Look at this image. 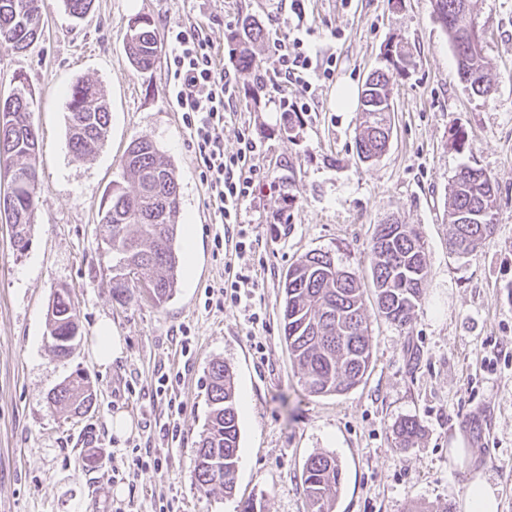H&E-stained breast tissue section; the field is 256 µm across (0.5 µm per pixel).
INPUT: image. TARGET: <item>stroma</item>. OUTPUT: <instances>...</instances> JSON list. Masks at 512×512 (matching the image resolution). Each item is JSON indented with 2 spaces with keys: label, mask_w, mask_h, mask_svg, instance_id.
<instances>
[{
  "label": "stroma",
  "mask_w": 512,
  "mask_h": 512,
  "mask_svg": "<svg viewBox=\"0 0 512 512\" xmlns=\"http://www.w3.org/2000/svg\"><path fill=\"white\" fill-rule=\"evenodd\" d=\"M46 32L18 52L0 43V89L13 74L27 78L39 133L41 186L29 246L17 252L0 232V512H240L254 500L262 512H310L301 483L307 459L335 454L343 484L334 512H463L468 483L482 472L498 487L500 512H512V0H473L491 90L473 94L460 80L448 35L431 0H93L83 21L63 0H44ZM261 21L258 66L244 70L227 39L245 17ZM146 17L157 31L190 22L206 27L237 87L224 125V149L241 133L265 144L255 160L261 185L241 221L249 248L214 253L220 226L208 205L195 154L177 111L167 63L136 71L126 54L132 20ZM400 35L414 64L393 87L392 134L377 161L359 160L355 137L359 94L382 65L386 39ZM301 38L320 59H333L332 77H315L304 96L309 111L289 126L271 90L253 111L245 96L259 74L272 71L274 36ZM89 78L112 112L108 139L89 158L67 144L65 94ZM465 144L448 146L451 129ZM152 139L176 167L182 220L195 229L191 262L179 287L155 305L145 289L120 304L112 297V255L98 245L99 213L120 159L135 138ZM466 164L484 169L498 189L496 226L472 254L448 246V185ZM292 207H285L286 197ZM410 224L425 246L428 275L412 319L400 327L367 301L373 336L363 381L340 395L303 391L283 339L281 280L308 253H328L370 282V246L378 225ZM257 283L245 305L206 306V287L240 268ZM68 289L80 311L81 340L56 358L47 339V309ZM111 323L124 352L97 363L91 345L100 323ZM193 345L180 353L182 336ZM235 375L239 469L233 497L201 491L193 450L209 411L212 360ZM89 377L98 405L73 418L47 402L48 392L75 371ZM177 375L171 397L182 404L169 419L168 398L157 396L159 372ZM125 413L127 437L110 420ZM416 419L421 431L396 450L398 423ZM175 421L177 441L159 433ZM466 448L464 465L449 448ZM155 467L137 466L145 452Z\"/></svg>",
  "instance_id": "obj_1"
}]
</instances>
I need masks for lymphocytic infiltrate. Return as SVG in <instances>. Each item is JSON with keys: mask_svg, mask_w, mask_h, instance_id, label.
Instances as JSON below:
<instances>
[{"mask_svg": "<svg viewBox=\"0 0 512 512\" xmlns=\"http://www.w3.org/2000/svg\"><path fill=\"white\" fill-rule=\"evenodd\" d=\"M172 98L182 114L190 141L203 163L201 178L209 203L224 226L213 239L223 250L229 237H236L237 254H245L247 232L240 226L242 206L256 195L259 182L244 173L263 151L261 141L242 134L235 152L224 150V113L236 97L234 86L216 62L212 43L203 25L194 23L165 31ZM277 67L272 89L292 83L310 91L315 72L309 51L300 39H275Z\"/></svg>", "mask_w": 512, "mask_h": 512, "instance_id": "1", "label": "lymphocytic infiltrate"}]
</instances>
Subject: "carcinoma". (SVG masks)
Returning <instances> with one entry per match:
<instances>
[{"label": "carcinoma", "instance_id": "carcinoma-1", "mask_svg": "<svg viewBox=\"0 0 512 512\" xmlns=\"http://www.w3.org/2000/svg\"><path fill=\"white\" fill-rule=\"evenodd\" d=\"M472 0H431L448 39L459 50L458 74L476 94L490 91L482 49L471 47L470 33L476 27ZM41 0H0V42L25 52L43 32ZM263 27L246 19L230 35L232 51L246 69L256 66L255 47ZM159 53L158 38L150 19L138 17L130 24L127 55L133 67L147 71ZM406 74L402 67L378 69L361 93V132L357 151L380 155L386 145V130L374 114L389 109L391 86ZM68 143L78 156L90 157L103 147L110 125L109 104L100 89L88 81L74 83L66 99ZM23 116L0 125V161L6 168L37 169L39 136L34 123L30 93L22 89L0 106V113ZM121 166L132 183L128 191L115 181L108 203L99 214L101 244L112 253V298L126 303L134 298L129 275L148 272L143 284L152 300L162 305L179 287L183 258L181 198L176 168L157 144L146 137L132 140ZM38 201V184L17 195L16 208L0 224H21L30 239ZM497 189L480 167L466 166L448 188V224L452 226L449 247L465 257L476 251L492 234L493 225L476 222L484 211L496 212ZM427 275L424 243L408 224H381L371 246V278L379 316L399 326L407 325L421 301ZM282 329L302 386L311 395L347 392L366 375L373 342L365 316L362 284L356 274L336 265L327 253H308L293 263L282 280ZM79 313L65 289L55 292L47 310L50 346L56 356L68 357L78 335ZM50 404L85 417L96 408L97 394L88 377L75 372L52 389ZM209 412L194 450V479L204 490L215 486L230 496L239 466V406L234 373L220 360L209 366L207 390ZM420 430L415 419L399 426V448ZM343 471L335 455L321 453L305 463L301 481L311 512H332L342 485Z\"/></svg>", "mask_w": 512, "mask_h": 512}]
</instances>
